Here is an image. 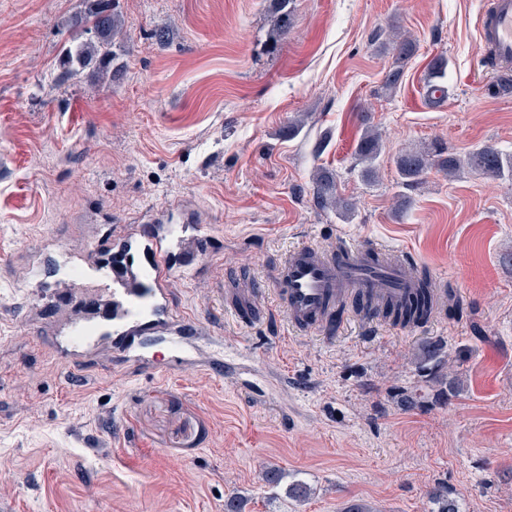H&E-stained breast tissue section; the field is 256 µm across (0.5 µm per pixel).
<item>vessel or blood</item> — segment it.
<instances>
[{"label":"vessel or blood","mask_w":512,"mask_h":512,"mask_svg":"<svg viewBox=\"0 0 512 512\" xmlns=\"http://www.w3.org/2000/svg\"><path fill=\"white\" fill-rule=\"evenodd\" d=\"M480 48L492 70L512 68V0H486L479 15ZM209 236L198 224H169L158 216L116 224L90 247L63 251L52 278L32 268L27 309L38 316L39 345L53 350L70 374L96 361L122 362L150 372L153 341L164 344L168 371L224 364L222 337L209 335L174 299L173 285L206 268ZM414 286L406 259L345 245L326 252L301 245L280 259L274 279L278 306L300 331L329 328L337 302L359 294L371 305L400 300ZM224 308L241 316L254 304L251 288H227Z\"/></svg>","instance_id":"1"}]
</instances>
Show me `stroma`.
I'll list each match as a JSON object with an SVG mask.
<instances>
[{
  "instance_id": "35a3bbf8",
  "label": "stroma",
  "mask_w": 512,
  "mask_h": 512,
  "mask_svg": "<svg viewBox=\"0 0 512 512\" xmlns=\"http://www.w3.org/2000/svg\"><path fill=\"white\" fill-rule=\"evenodd\" d=\"M483 2L291 0L281 37L270 0H111L123 36L101 84L60 76L63 48L87 37L82 0H0V512H224L232 496L243 512H435L439 482L459 512H512V177L433 169L405 188L394 164L406 147L512 156V95L480 62ZM394 27L419 49L389 92ZM364 110L385 146L370 185L354 168ZM319 167L351 219L315 207ZM163 210L214 240L206 274L175 290L223 337L224 367L66 382L31 336L17 271L42 241ZM342 241L413 253L448 299L407 327L345 306L332 338L225 311L221 289L242 283L270 305L290 247ZM435 339L460 383L447 404L413 363ZM405 391L420 409L401 408Z\"/></svg>"
}]
</instances>
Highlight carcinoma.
<instances>
[{
    "label": "carcinoma",
    "instance_id": "carcinoma-1",
    "mask_svg": "<svg viewBox=\"0 0 512 512\" xmlns=\"http://www.w3.org/2000/svg\"><path fill=\"white\" fill-rule=\"evenodd\" d=\"M274 5L275 26L281 35H288L289 16L286 6L288 0H271ZM84 10L80 22L89 25L94 37L77 41L63 51L62 65L65 73L72 75L80 70H87L103 79H112L109 64L112 61L114 38L119 34L121 21L107 6V0H83ZM395 52L394 66L385 75L384 86L394 89L401 80L403 65L411 59L417 50V42L407 36L397 34L393 38ZM448 59L441 54L434 58L427 75V83L433 90L444 91L440 81L445 76ZM364 129L354 151L356 165L360 166V177L372 183L376 179L377 161L383 152L379 133L369 125L368 118H363ZM395 165L401 184L412 186L421 181L423 175L431 168H436L452 176L466 167L492 179L512 172V160L504 157L496 148L485 146L464 158L441 151L432 154L423 148H408L399 151ZM313 201L321 211H332L339 216L350 219L354 205L348 203L339 191L336 176L318 168L313 177ZM419 285L411 295L392 305L383 307L385 316L404 323H418L427 318L433 305L431 286L425 277L418 278ZM449 353L440 340L427 341L421 345L417 355L416 371L427 384H437L435 401L447 403L459 395L460 387L456 378L444 375ZM430 498L438 505L437 512H459L456 501L450 497L448 485L437 484L430 492Z\"/></svg>",
    "mask_w": 512,
    "mask_h": 512
}]
</instances>
